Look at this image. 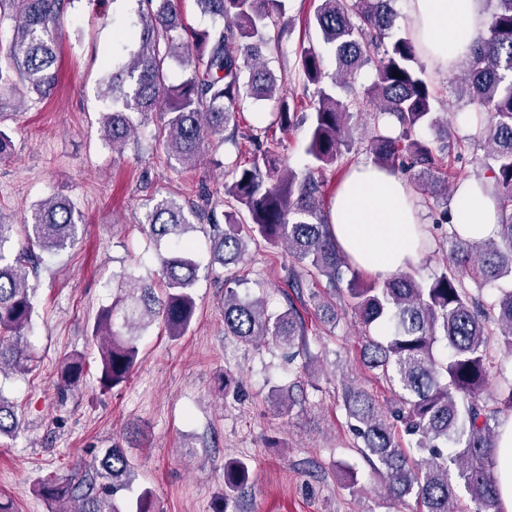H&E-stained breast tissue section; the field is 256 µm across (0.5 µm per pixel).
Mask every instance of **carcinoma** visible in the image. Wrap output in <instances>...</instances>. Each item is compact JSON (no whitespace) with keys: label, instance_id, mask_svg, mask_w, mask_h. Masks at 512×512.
Here are the masks:
<instances>
[{"label":"carcinoma","instance_id":"carcinoma-1","mask_svg":"<svg viewBox=\"0 0 512 512\" xmlns=\"http://www.w3.org/2000/svg\"><path fill=\"white\" fill-rule=\"evenodd\" d=\"M216 25L195 31L182 20L180 0H137L136 49L112 65L102 96L112 102L103 117L104 138L121 148L134 133L131 114H160L155 139L178 164L196 166L216 137L237 148L224 167V205L195 217L208 226L213 261L226 268L248 259L259 240L288 250L287 309L268 312L259 297L243 298L225 280L224 334L244 344L272 342L304 346L299 307L330 310L328 300L303 281L323 277L331 293L347 303L365 333L386 329L384 342L369 339L363 357L395 387L388 409L359 388L346 384L342 398L350 429L363 444L386 492L415 497L424 512H499L498 482L490 460L503 409H512V0H488L486 34L468 52L459 98L487 114L478 132L483 155L474 181L490 190L499 221L496 234L473 241L456 230L442 237L440 271L428 278L408 268L380 280L353 267L337 247L324 208L325 170L350 149L351 119L367 112L374 124L395 119V137H370L373 164L406 178L434 200L430 237L448 223V159L455 148L448 117L435 111L433 84L419 62L411 35L391 33L392 0H317L311 21L333 53L336 72L324 82L322 54L309 45L297 55L303 91L312 111L298 113L261 61L263 46L281 51L282 0H195ZM74 0H0V24L13 22L12 38L0 65V88L19 99L51 94L57 82L58 37ZM187 65L184 79L168 83L170 59ZM373 82L359 84L364 67ZM348 88L342 99L336 89ZM274 103L267 125L241 130L242 98ZM309 125L306 153L311 167L299 174L281 153L283 135ZM436 133L429 140L426 131ZM281 136H276V133ZM247 220H242L241 216ZM79 216L70 200L52 195L23 225L29 247L13 251L16 225L0 223V375L33 369L35 354L25 340L35 313L28 265L34 250L58 254L74 245ZM227 227H222V224ZM144 225L155 242L169 248L158 254L164 285L118 279V296L101 308L92 336L100 350L104 389L126 381L139 354L138 329L161 321L178 339L192 325L193 288L199 264L191 253L189 214L172 198L146 205ZM86 373L81 354L69 356L59 372L60 393L76 391ZM20 429L16 405L0 391V437ZM250 479L240 460L224 463V493L212 512H231ZM135 480L133 463L115 444L91 468L78 463L64 476L41 480L36 493L47 512H120L114 497Z\"/></svg>","mask_w":512,"mask_h":512}]
</instances>
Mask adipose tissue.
<instances>
[{
  "label": "adipose tissue",
  "mask_w": 512,
  "mask_h": 512,
  "mask_svg": "<svg viewBox=\"0 0 512 512\" xmlns=\"http://www.w3.org/2000/svg\"><path fill=\"white\" fill-rule=\"evenodd\" d=\"M409 28L431 70L448 73L486 32L483 0H405ZM451 222L467 239L493 236L498 214L493 198L471 180L451 202ZM332 233L350 262L385 279L415 263L429 244L420 210L400 177L371 164L350 169L330 208ZM493 467L500 512H512V416L498 427Z\"/></svg>",
  "instance_id": "obj_1"
}]
</instances>
